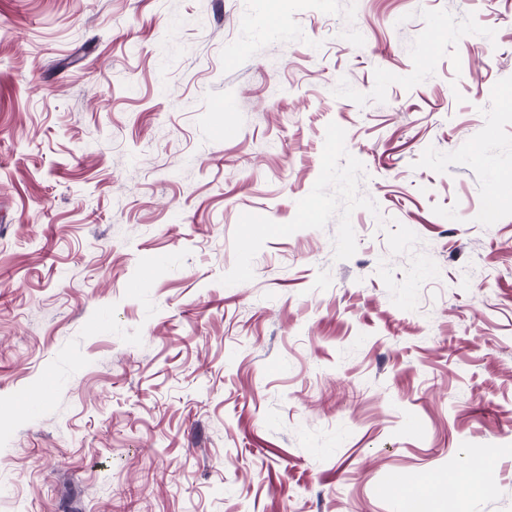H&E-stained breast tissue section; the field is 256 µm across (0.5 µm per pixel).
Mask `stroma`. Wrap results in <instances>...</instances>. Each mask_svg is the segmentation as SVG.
Here are the masks:
<instances>
[{
  "instance_id": "stroma-1",
  "label": "stroma",
  "mask_w": 512,
  "mask_h": 512,
  "mask_svg": "<svg viewBox=\"0 0 512 512\" xmlns=\"http://www.w3.org/2000/svg\"><path fill=\"white\" fill-rule=\"evenodd\" d=\"M510 89L512 0H0V512H512Z\"/></svg>"
}]
</instances>
